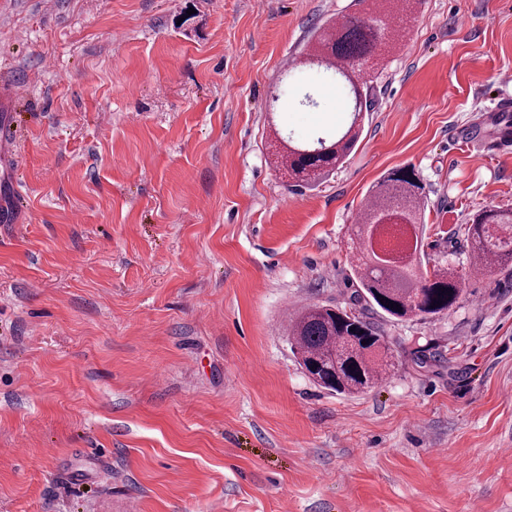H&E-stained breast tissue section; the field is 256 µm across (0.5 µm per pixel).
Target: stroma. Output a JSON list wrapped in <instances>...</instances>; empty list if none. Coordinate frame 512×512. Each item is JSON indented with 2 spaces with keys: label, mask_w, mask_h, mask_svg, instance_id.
I'll use <instances>...</instances> for the list:
<instances>
[{
  "label": "stroma",
  "mask_w": 512,
  "mask_h": 512,
  "mask_svg": "<svg viewBox=\"0 0 512 512\" xmlns=\"http://www.w3.org/2000/svg\"><path fill=\"white\" fill-rule=\"evenodd\" d=\"M359 10L0 0V512H512V267L472 273L464 235L512 210V0H417L355 148L292 191L279 140L348 119L302 62ZM407 166L465 294L377 318L390 376L337 395L288 314L350 307L357 219Z\"/></svg>",
  "instance_id": "obj_1"
}]
</instances>
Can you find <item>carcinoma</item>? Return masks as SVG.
I'll use <instances>...</instances> for the list:
<instances>
[{
  "label": "carcinoma",
  "mask_w": 512,
  "mask_h": 512,
  "mask_svg": "<svg viewBox=\"0 0 512 512\" xmlns=\"http://www.w3.org/2000/svg\"><path fill=\"white\" fill-rule=\"evenodd\" d=\"M400 37L390 23L389 10L371 5L348 17L322 35L313 47L314 64L332 73L347 100L348 123L329 134L318 146L293 145L277 157L288 169L295 186L307 187L312 176L339 167L359 141L358 115L371 107L368 86L355 78L356 63L378 56ZM425 208V195L415 169L403 167L380 181L361 212L357 237L360 257L351 281V295L359 313L351 316L335 306L311 304L291 321L289 341L294 356L318 386L338 394L353 395L382 382L393 363L385 337L369 314L395 321L429 319L458 306L464 295L455 268H428L421 260V241L410 248H389L396 259L374 250L366 233L385 237L394 230L387 220L395 216L400 226H417ZM469 267L489 271L512 264V211L485 208L466 225ZM386 303H381V300ZM396 307H390V304Z\"/></svg>",
  "instance_id": "cac0c4a2"
}]
</instances>
